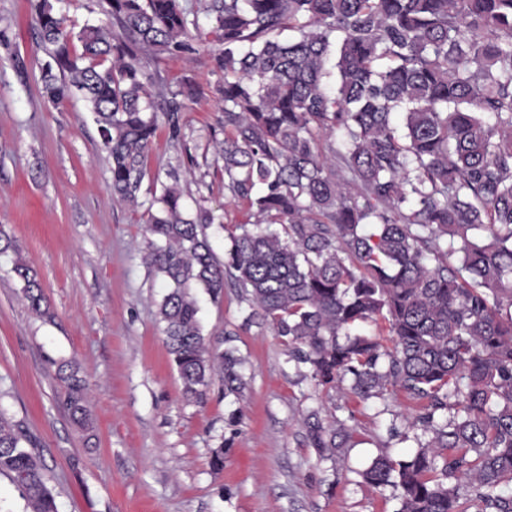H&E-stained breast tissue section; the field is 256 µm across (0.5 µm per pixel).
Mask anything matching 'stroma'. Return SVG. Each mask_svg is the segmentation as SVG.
Listing matches in <instances>:
<instances>
[{
    "mask_svg": "<svg viewBox=\"0 0 512 512\" xmlns=\"http://www.w3.org/2000/svg\"><path fill=\"white\" fill-rule=\"evenodd\" d=\"M197 53L161 60L165 92L181 93L180 135L160 125L139 207L114 201L98 126L80 94L52 105L41 81L29 0H0V230L37 270L53 314H31L11 257L0 255V410L22 422L53 489L57 512H398L392 487L374 489L359 472L372 459H403L427 442L413 425L419 402L405 394L361 400L315 388L288 358L287 338L253 318L240 289L199 296L205 337L240 359L243 396L213 379L201 401L186 399L158 320L167 292L142 262L143 214L178 169L187 210L221 215L208 234L216 254L248 207L224 195L214 147L223 81L210 54L219 43L203 0ZM73 362L88 385L92 424L63 405L59 363ZM344 427L347 447L320 459L309 416ZM223 469H213L215 449Z\"/></svg>",
    "mask_w": 512,
    "mask_h": 512,
    "instance_id": "obj_1",
    "label": "stroma"
}]
</instances>
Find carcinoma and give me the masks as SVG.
<instances>
[{
	"mask_svg": "<svg viewBox=\"0 0 512 512\" xmlns=\"http://www.w3.org/2000/svg\"><path fill=\"white\" fill-rule=\"evenodd\" d=\"M109 23L75 32L52 0H32L49 100L80 92L108 153L114 199L139 205L146 161L182 104L161 95L150 64L193 53L180 0H102ZM224 74V190L249 206L215 254L214 212L182 204L179 177L148 210L145 264L183 392L216 376L246 382L240 359L203 334L197 298L226 280L288 338L326 393L351 378L363 400L397 387L421 403L432 433L407 459L380 456L365 483L399 490V512H512V0H206ZM455 241L458 246L448 244ZM11 251L28 309L47 316L37 272ZM383 319L386 349L362 326ZM64 405L85 426L84 380L58 367ZM319 453L342 428L314 418ZM23 425L0 410V475L29 512H57Z\"/></svg>",
	"mask_w": 512,
	"mask_h": 512,
	"instance_id": "cac0c4a2",
	"label": "carcinoma"
}]
</instances>
